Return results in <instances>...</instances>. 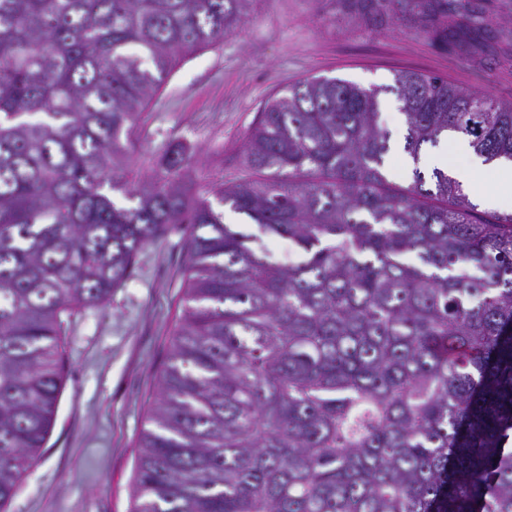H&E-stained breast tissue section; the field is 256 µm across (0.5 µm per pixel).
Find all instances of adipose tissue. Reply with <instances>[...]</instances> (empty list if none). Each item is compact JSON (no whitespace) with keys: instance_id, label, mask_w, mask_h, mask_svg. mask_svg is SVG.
Returning a JSON list of instances; mask_svg holds the SVG:
<instances>
[{"instance_id":"ef3b65f1","label":"adipose tissue","mask_w":512,"mask_h":512,"mask_svg":"<svg viewBox=\"0 0 512 512\" xmlns=\"http://www.w3.org/2000/svg\"><path fill=\"white\" fill-rule=\"evenodd\" d=\"M451 149H439L429 158L431 166L447 169L449 151H456L466 163L465 169L456 171V178L487 206L512 209V162L484 163L469 145L468 140L455 137Z\"/></svg>"}]
</instances>
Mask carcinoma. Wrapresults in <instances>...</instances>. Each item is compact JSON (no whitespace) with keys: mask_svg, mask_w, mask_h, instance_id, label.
<instances>
[{"mask_svg":"<svg viewBox=\"0 0 512 512\" xmlns=\"http://www.w3.org/2000/svg\"><path fill=\"white\" fill-rule=\"evenodd\" d=\"M255 2L0 0V512L41 461L68 319L172 224L186 307L131 512H512V213L438 168L389 181L379 90L288 87L243 139L248 174L213 190L297 264L189 193L181 151L152 181L131 168L121 134ZM320 4L445 47L503 35L476 0ZM391 91L413 161L448 134L512 161V102L414 72Z\"/></svg>","mask_w":512,"mask_h":512,"instance_id":"cac0c4a2","label":"carcinoma"}]
</instances>
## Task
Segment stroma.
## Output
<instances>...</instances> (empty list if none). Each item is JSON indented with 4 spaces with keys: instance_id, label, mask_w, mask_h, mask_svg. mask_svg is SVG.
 Instances as JSON below:
<instances>
[{
    "instance_id": "1",
    "label": "stroma",
    "mask_w": 512,
    "mask_h": 512,
    "mask_svg": "<svg viewBox=\"0 0 512 512\" xmlns=\"http://www.w3.org/2000/svg\"><path fill=\"white\" fill-rule=\"evenodd\" d=\"M511 54L503 43L463 58L405 24L375 34L342 15L324 20L317 0H257L243 28L175 67L137 124L132 166L150 178L182 146L194 191L236 181L246 174L240 145L266 102L300 81L327 77L380 88V118L391 136L387 176L403 184L410 175L406 127L389 91L397 73L441 75L512 102ZM188 240L185 225H171L139 251L109 302L68 320L54 424L8 512H131L140 434L183 316Z\"/></svg>"
}]
</instances>
